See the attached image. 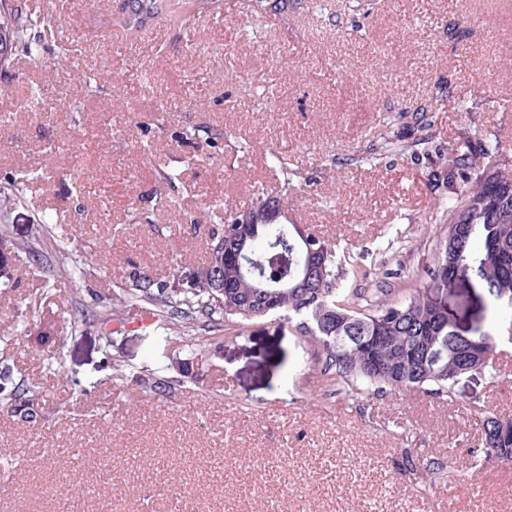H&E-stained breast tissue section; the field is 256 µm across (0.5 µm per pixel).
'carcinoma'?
I'll return each instance as SVG.
<instances>
[{
    "instance_id": "cac0c4a2",
    "label": "carcinoma",
    "mask_w": 512,
    "mask_h": 512,
    "mask_svg": "<svg viewBox=\"0 0 512 512\" xmlns=\"http://www.w3.org/2000/svg\"><path fill=\"white\" fill-rule=\"evenodd\" d=\"M39 23L21 17L18 10L0 0V67L18 55H35L37 44L30 31ZM414 149L400 139L385 138L387 154L424 163L429 180L455 197L448 199V230L437 243L433 267L422 287L396 301H381L364 288L337 287L342 259L336 246L313 232L301 238L293 224L270 223L274 202L261 194L246 212V225H233L235 215L211 228V252L232 236L246 240L255 276L244 277L234 262L224 261V293L215 291L214 267L197 272L195 286L176 288L168 282L141 277L116 296L120 304H148L159 313L194 321L201 316L214 328L218 319L241 325L267 316L296 322L299 333L309 338L324 356L325 383L350 397L381 396L408 387L453 401L454 384L465 374H484L490 368L492 336L484 329V314L465 324L448 313V273L465 282L477 281L492 297L512 294V173L492 159L498 144L475 149L470 141L453 145L423 140ZM310 271L288 291L280 284L297 272ZM42 398L40 387L3 376L0 404L13 412ZM482 454L476 461L512 449V430L502 434L499 420H481Z\"/></svg>"
}]
</instances>
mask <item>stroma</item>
Instances as JSON below:
<instances>
[{
	"label": "stroma",
	"mask_w": 512,
	"mask_h": 512,
	"mask_svg": "<svg viewBox=\"0 0 512 512\" xmlns=\"http://www.w3.org/2000/svg\"><path fill=\"white\" fill-rule=\"evenodd\" d=\"M16 2L45 23L38 55L0 68V367L45 398L29 419L0 407V512L74 498L80 512H512V461L472 468L469 412L512 418L510 296L484 299L495 376L460 377L451 404L328 391L316 346L274 316L199 354L180 319L95 318L133 276L187 282L210 260L213 214L262 192L279 223L421 287L448 194L375 146L400 132L495 142L512 168V0H157V26L133 37L127 0ZM444 96L468 111H434ZM163 377L165 392L145 388ZM401 448L451 453L454 477L402 470Z\"/></svg>",
	"instance_id": "stroma-1"
}]
</instances>
